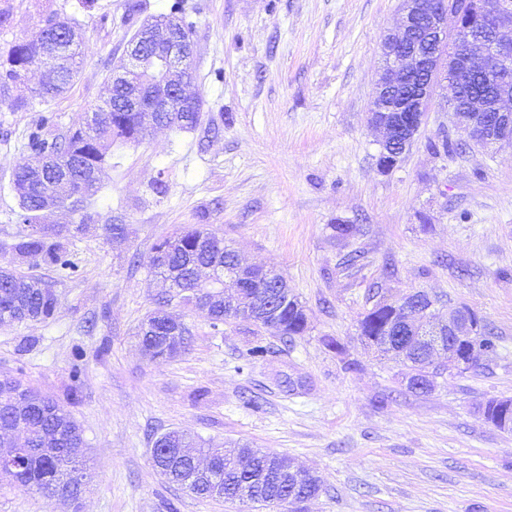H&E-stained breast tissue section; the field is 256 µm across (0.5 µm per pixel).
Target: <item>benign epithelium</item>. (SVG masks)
<instances>
[{
  "label": "benign epithelium",
  "instance_id": "obj_1",
  "mask_svg": "<svg viewBox=\"0 0 512 512\" xmlns=\"http://www.w3.org/2000/svg\"><path fill=\"white\" fill-rule=\"evenodd\" d=\"M486 0H402L400 26L397 33H387L381 43L384 62L383 73L377 80L369 107V123L381 134L379 168L391 170L392 161H401L408 147L413 144L427 120L429 103L435 89L446 82L452 91L468 87L478 70L488 58H493L502 71L494 85V98L469 95L463 104L448 101V108L460 125L469 129L472 140L482 147L512 146V138L494 137L492 114L503 123L512 117V0H494L495 20L482 29ZM455 20L448 29V18ZM65 46L62 41L42 40L36 67L46 73L53 72L61 63ZM194 57L191 39H180L170 34L158 35L154 22H144L128 42L125 60L119 69L112 71V82L128 81L134 75L142 76L148 93L133 92L129 97L131 112H182L188 106L201 108L199 98L186 92L185 74ZM254 265L240 260L224 271L220 285L214 284L210 269L196 270L199 287L189 290L188 304L206 309L210 302L223 299L234 304L245 287ZM222 290V297L199 300L203 293H212L213 287ZM411 304H401L406 320L421 328L426 323L445 325L448 340L463 336L475 345L476 330L465 313H451L440 320L432 313L433 302L417 291L408 293ZM434 351L448 355V369L460 371L467 361L453 350H445L442 337L431 342ZM25 433L24 422L6 421L0 424V436H6L14 447L25 445L24 438L15 433Z\"/></svg>",
  "mask_w": 512,
  "mask_h": 512
}]
</instances>
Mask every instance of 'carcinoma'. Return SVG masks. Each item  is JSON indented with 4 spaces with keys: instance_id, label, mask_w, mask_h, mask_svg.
I'll use <instances>...</instances> for the list:
<instances>
[{
    "instance_id": "cac0c4a2",
    "label": "carcinoma",
    "mask_w": 512,
    "mask_h": 512,
    "mask_svg": "<svg viewBox=\"0 0 512 512\" xmlns=\"http://www.w3.org/2000/svg\"><path fill=\"white\" fill-rule=\"evenodd\" d=\"M184 0H168L164 12L154 17L156 26L164 27L178 22L182 36L190 35L192 23L184 18ZM38 34L34 33L0 49V68L8 66L17 78L25 77V71L35 63ZM85 47L76 39H69L65 65L59 75L58 85L37 91L44 101L55 99L75 81ZM123 96L114 90L103 104L96 107L97 120L91 124L84 116L75 122L63 136L48 138L43 133L51 118H42L28 135L27 147L36 155L46 154L47 183H60L62 195L59 202L74 196L78 199L82 215H88L92 199L101 190L95 173L106 163L107 154L116 140L139 143L145 139L151 126L138 118L135 112L112 110V100ZM200 122L198 112H180L160 125L177 130H192ZM32 167L16 165L13 173V190L18 197L19 219L25 225L38 224L41 214V199L46 187L33 181ZM71 230L68 227L43 226L35 231H23L11 243L0 247L22 260L36 256L52 268L60 279L73 277L76 266L69 259L68 242ZM158 254L153 268L170 281L176 294L185 296L184 290L195 287L191 280V269L196 265H227L231 254L225 251L224 238L203 224L189 225L160 239L153 248ZM281 293L280 327L273 335L285 342L303 335L308 329L304 307L292 295L287 280L276 274ZM268 288L256 284L243 289L241 300L261 306L266 300ZM59 304L58 296L41 278L18 272L10 265L0 266V323L45 322L53 317ZM396 301L380 297L359 321V336L365 345L377 353L388 354L383 347L385 334L391 322ZM144 321L155 322L160 335L149 337L143 327H138L136 336L143 354L154 360L171 357L184 350L188 344L189 329L183 322L162 309L150 312ZM433 356L421 348H411L399 362L402 364V380L408 382L411 392L428 393L436 385L442 372L429 367ZM8 415L23 418L27 423V455L15 460L10 443H0V481L22 486L36 492L57 496L68 493L70 498L79 497L84 488L71 484L70 464L86 469L81 429L71 414L53 399L16 378L0 379V419ZM485 419L503 431H512V399H490L483 407ZM196 448L205 456V462L224 484V499L234 501L247 489L251 501L265 508H281L289 495L306 490L309 494L321 491L319 480L304 473L298 482L273 489L269 478L281 468V456L264 453L248 444L231 442L229 451L207 448L191 434L172 429L158 435L151 449L154 465L172 484H179L181 474L192 469L198 457L185 458L176 449Z\"/></svg>"
}]
</instances>
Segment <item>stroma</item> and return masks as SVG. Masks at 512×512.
Returning <instances> with one entry per match:
<instances>
[{
  "mask_svg": "<svg viewBox=\"0 0 512 512\" xmlns=\"http://www.w3.org/2000/svg\"><path fill=\"white\" fill-rule=\"evenodd\" d=\"M140 3L132 15L127 0H97L89 13L79 0H0L10 11L1 45L55 13L75 20L86 47L74 84L54 100L36 96V74L0 90V244L23 229L12 174L36 162L29 132L48 116L46 134L63 135L101 103L129 39L164 0ZM185 5L199 125L113 143L90 220L42 216L84 223L71 239L76 276L59 279L34 257L17 265L56 292L53 318L0 324V378L21 379L71 413L91 481L75 501L0 488V512H262L168 483L150 451L171 429L213 448L240 441L319 476L320 494L288 512H512V432L481 414L488 399L512 398V147L474 145L443 85L402 161L379 169L367 112L401 0ZM18 97L27 111H11ZM111 216L123 238H107ZM184 224L208 225L243 262L281 272L308 331L288 344L264 334L273 353L253 362V326L215 328L206 310L168 298L150 271L152 247ZM338 224L355 231L337 236ZM377 288L393 299L426 291L443 318L468 306L497 336L496 352L445 373L430 393L407 390L399 363L359 338ZM162 303L188 327L190 345L150 360L134 333ZM347 361L357 371L344 370ZM286 376L301 388L288 390Z\"/></svg>",
  "mask_w": 512,
  "mask_h": 512,
  "instance_id": "1",
  "label": "stroma"
}]
</instances>
